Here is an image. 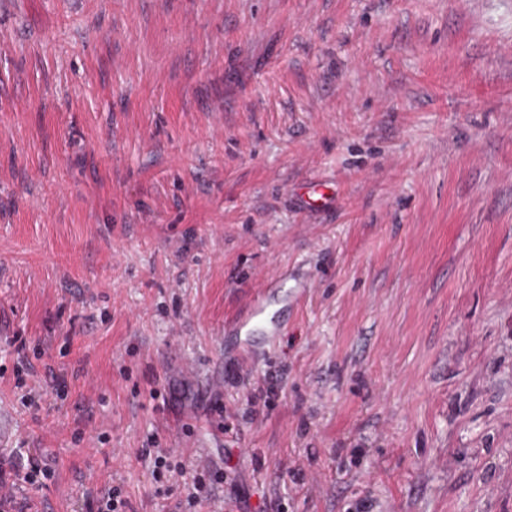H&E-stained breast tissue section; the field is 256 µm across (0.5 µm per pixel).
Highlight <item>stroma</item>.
I'll list each match as a JSON object with an SVG mask.
<instances>
[{"instance_id":"1","label":"stroma","mask_w":512,"mask_h":512,"mask_svg":"<svg viewBox=\"0 0 512 512\" xmlns=\"http://www.w3.org/2000/svg\"><path fill=\"white\" fill-rule=\"evenodd\" d=\"M2 412L32 512H512V0H0ZM275 317V313H268V303L267 296H264L254 302H252L246 311L234 321L231 326L232 331L244 336V350L242 358H245L249 353V334L256 332V326L259 322H265V325L269 323H273V319Z\"/></svg>"}]
</instances>
